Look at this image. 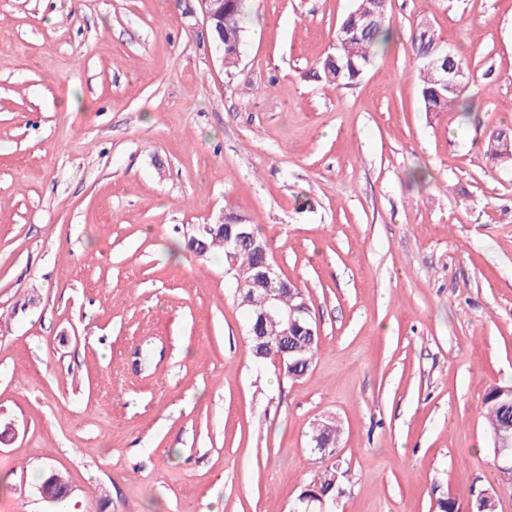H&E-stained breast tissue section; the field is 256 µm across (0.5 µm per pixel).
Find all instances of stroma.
Instances as JSON below:
<instances>
[{
	"mask_svg": "<svg viewBox=\"0 0 512 512\" xmlns=\"http://www.w3.org/2000/svg\"><path fill=\"white\" fill-rule=\"evenodd\" d=\"M354 0H250L239 66L177 0H0V512H291L340 428L335 512H512L483 399L512 382V0H390L359 84L320 63ZM429 24L481 91L423 112ZM256 225L312 299L300 378L257 364L193 224ZM490 160L494 165H512V133L501 131L498 133L494 146H490Z\"/></svg>",
	"mask_w": 512,
	"mask_h": 512,
	"instance_id": "1",
	"label": "stroma"
}]
</instances>
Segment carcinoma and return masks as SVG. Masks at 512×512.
Here are the masks:
<instances>
[{
    "mask_svg": "<svg viewBox=\"0 0 512 512\" xmlns=\"http://www.w3.org/2000/svg\"><path fill=\"white\" fill-rule=\"evenodd\" d=\"M249 0H224V55L235 56L241 50L245 30L242 19L248 8ZM374 13L377 21L371 28H366L360 20L363 14ZM393 30L392 18L389 13L388 0H357V6L340 22L335 36L337 47L322 60L320 68L325 83L335 89H345L357 84L364 72L371 66L379 53L378 45L387 34ZM411 49L419 62V97L425 112H444L454 106L457 111L465 114L469 111V92L475 84V78L467 59L458 53H453L452 65L465 74L464 82L448 90L434 83L431 69L427 67L424 55L428 44L423 40L421 31H416L411 37ZM490 160L493 164H512V133H498L494 146L490 148ZM205 248L202 256H207L215 250H224V225L211 224L209 232L204 237ZM260 257L247 247L238 250L234 274L236 280L247 282L256 272ZM272 295L279 297V304L290 309L300 302L294 294L282 288L276 281L270 285ZM308 323L299 319V324L293 332V340L279 344L272 342V348L263 351H252L255 359L270 360V352L279 353L292 348L294 352L285 354L286 362L281 373L291 379L302 377L312 364L318 351V344L310 343L305 337ZM483 412L489 427L491 438H497L502 443L512 446V386H495L485 395ZM329 430L322 425L314 426L309 447L311 453L318 455L322 461L327 453L318 448L324 441ZM338 483L336 466L324 469L319 480L306 490L311 495H321L330 498L334 495Z\"/></svg>",
    "mask_w": 512,
    "mask_h": 512,
    "instance_id": "obj_1",
    "label": "carcinoma"
}]
</instances>
